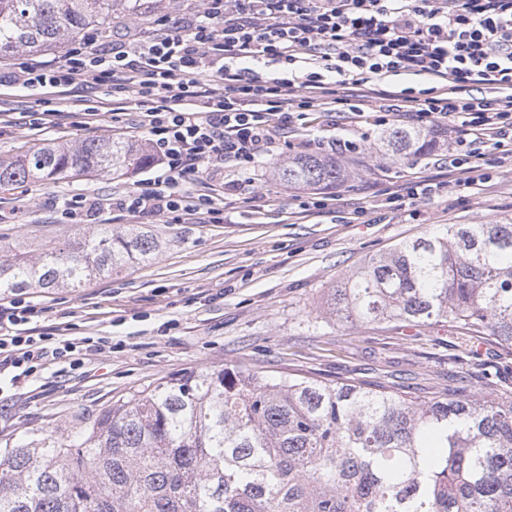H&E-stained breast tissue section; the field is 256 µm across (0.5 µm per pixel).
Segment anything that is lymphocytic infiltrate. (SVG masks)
<instances>
[{"label":"lymphocytic infiltrate","mask_w":512,"mask_h":512,"mask_svg":"<svg viewBox=\"0 0 512 512\" xmlns=\"http://www.w3.org/2000/svg\"><path fill=\"white\" fill-rule=\"evenodd\" d=\"M400 75L429 86L394 89ZM4 78L60 99L82 83L111 86L113 113L135 110L155 171L117 207L221 224L218 194L260 202L250 168L308 112L450 122L456 149L477 162L484 144L512 147V0H198L152 30L119 42L87 34L64 61L29 58ZM41 316L21 299L0 305V383L112 346L69 335L64 322L38 327Z\"/></svg>","instance_id":"lymphocytic-infiltrate-1"}]
</instances>
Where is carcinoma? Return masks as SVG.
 Returning <instances> with one entry per match:
<instances>
[{
  "instance_id": "carcinoma-1",
  "label": "carcinoma",
  "mask_w": 512,
  "mask_h": 512,
  "mask_svg": "<svg viewBox=\"0 0 512 512\" xmlns=\"http://www.w3.org/2000/svg\"><path fill=\"white\" fill-rule=\"evenodd\" d=\"M147 0H0V58L75 40ZM434 132L395 128L390 159L431 150ZM147 165L124 140L39 145L0 160V188ZM289 186L325 188L333 158L276 166ZM133 227H91L78 246L46 245L0 264V293L80 288L155 257ZM334 320L395 330L438 323L460 345L512 356V224H450L366 257L329 289ZM0 512H512V394L473 392L459 375L431 395L388 379L336 384L309 376L197 368L113 403L53 448L0 449Z\"/></svg>"
}]
</instances>
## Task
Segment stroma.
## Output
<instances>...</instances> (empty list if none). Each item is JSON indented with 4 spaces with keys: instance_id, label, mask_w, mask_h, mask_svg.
Here are the masks:
<instances>
[{
    "instance_id": "1",
    "label": "stroma",
    "mask_w": 512,
    "mask_h": 512,
    "mask_svg": "<svg viewBox=\"0 0 512 512\" xmlns=\"http://www.w3.org/2000/svg\"><path fill=\"white\" fill-rule=\"evenodd\" d=\"M104 91L87 83L58 104L56 126L33 128L37 92L0 87V158L13 160L41 143L71 145L113 135L112 118L94 127L77 126L76 115ZM387 131L378 115L365 113L358 126L347 115L329 119L309 113L303 128L276 144L256 168L263 198L259 210L241 209L230 224L145 221L162 247L156 258L120 275L101 276L80 288L23 291L26 300L47 306L49 325L69 314L75 336H108L111 351L88 352L82 368L47 362L35 382L0 391V448H44L66 440L82 419L118 399L187 368H258L266 374L298 373L333 383L344 378L372 381L393 374L432 386L448 375H465L475 391L512 392V374H496L494 355H462L447 327L411 326L379 331L340 325L326 312V297L364 257L451 224H512V152L487 149L494 161L477 188L455 184V172L439 168L456 132H440L428 155L390 160L378 152ZM350 139L360 148L341 156L349 172L329 188L335 209H305L310 189L290 187L273 176L279 161L299 155L306 139ZM149 168L115 179L39 181L0 190V263L13 259L18 245L36 258L40 245H78L85 227L51 207L50 199L118 198L151 177ZM427 180L437 190L418 200L415 214L389 207L388 193Z\"/></svg>"
}]
</instances>
